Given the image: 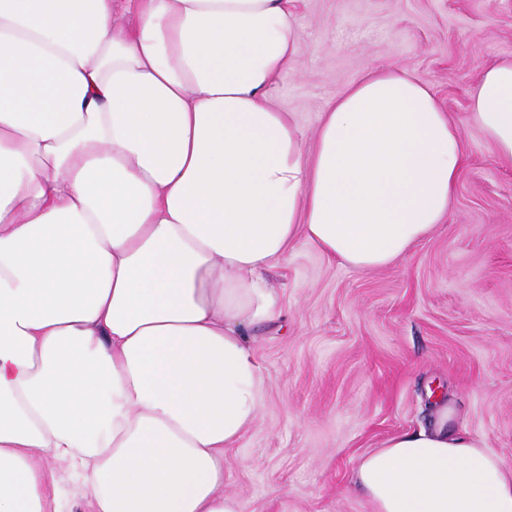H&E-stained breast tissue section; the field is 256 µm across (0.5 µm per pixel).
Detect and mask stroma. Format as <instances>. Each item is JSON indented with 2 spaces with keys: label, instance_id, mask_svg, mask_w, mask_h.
I'll return each mask as SVG.
<instances>
[{
  "label": "stroma",
  "instance_id": "stroma-1",
  "mask_svg": "<svg viewBox=\"0 0 512 512\" xmlns=\"http://www.w3.org/2000/svg\"><path fill=\"white\" fill-rule=\"evenodd\" d=\"M294 61L272 88L311 153L323 112L368 67L432 86L467 147L441 224L394 264L358 272L296 241L268 276L283 314L255 327L269 378L224 451L240 512H371L357 460L418 430L430 403L512 466V166L468 119L482 67L512 56V0H291Z\"/></svg>",
  "mask_w": 512,
  "mask_h": 512
}]
</instances>
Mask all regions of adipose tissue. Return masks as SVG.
Instances as JSON below:
<instances>
[{
	"label": "adipose tissue",
	"instance_id": "adipose-tissue-1",
	"mask_svg": "<svg viewBox=\"0 0 512 512\" xmlns=\"http://www.w3.org/2000/svg\"><path fill=\"white\" fill-rule=\"evenodd\" d=\"M0 0V512H240L224 451L268 378L252 327L306 240L389 266L448 212L466 147L431 87L372 66L312 155L271 88L289 0ZM469 120L512 163V57ZM47 455L63 471L35 462ZM373 512H512V468L432 423L360 457Z\"/></svg>",
	"mask_w": 512,
	"mask_h": 512
}]
</instances>
